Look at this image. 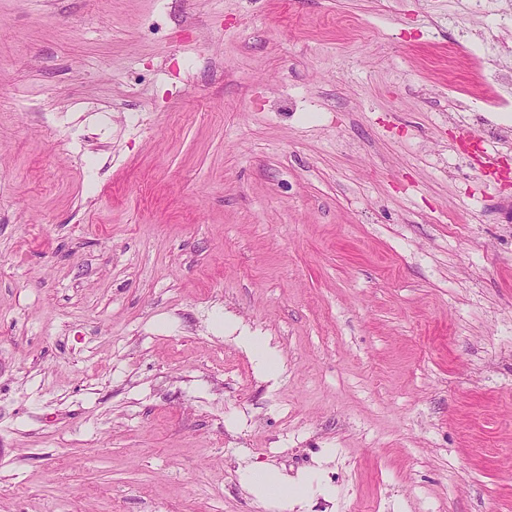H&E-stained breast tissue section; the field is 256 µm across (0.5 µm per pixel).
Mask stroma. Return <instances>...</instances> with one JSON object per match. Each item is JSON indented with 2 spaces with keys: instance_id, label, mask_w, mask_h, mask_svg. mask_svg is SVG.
I'll use <instances>...</instances> for the list:
<instances>
[{
  "instance_id": "obj_1",
  "label": "stroma",
  "mask_w": 512,
  "mask_h": 512,
  "mask_svg": "<svg viewBox=\"0 0 512 512\" xmlns=\"http://www.w3.org/2000/svg\"><path fill=\"white\" fill-rule=\"evenodd\" d=\"M486 27L512 0H0V512H512ZM242 479L260 497L281 498L287 502L289 498L294 504H301L308 494L315 491L327 499L333 494L332 489L325 486L318 485L314 488L311 478L288 484V479H281L266 469L247 467L242 472Z\"/></svg>"
}]
</instances>
